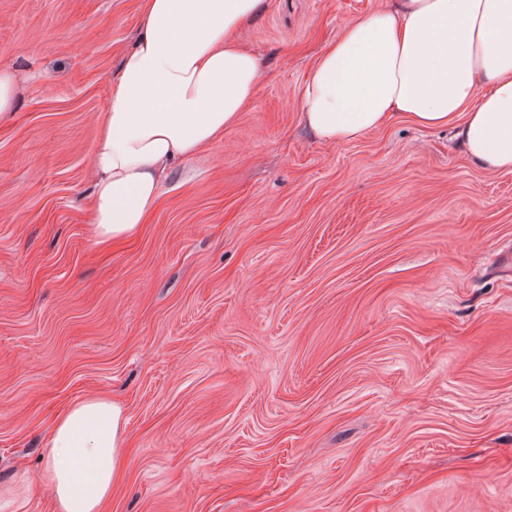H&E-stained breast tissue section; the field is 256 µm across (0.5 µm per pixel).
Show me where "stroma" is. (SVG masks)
Returning a JSON list of instances; mask_svg holds the SVG:
<instances>
[{
    "instance_id": "35a3bbf8",
    "label": "stroma",
    "mask_w": 512,
    "mask_h": 512,
    "mask_svg": "<svg viewBox=\"0 0 512 512\" xmlns=\"http://www.w3.org/2000/svg\"><path fill=\"white\" fill-rule=\"evenodd\" d=\"M393 0H265L253 103L102 247L85 194L139 0H0V486L26 512L69 403L122 406L106 512H512V172L453 127L343 145L310 66ZM17 85L13 73L0 69V115L12 112L16 103Z\"/></svg>"
}]
</instances>
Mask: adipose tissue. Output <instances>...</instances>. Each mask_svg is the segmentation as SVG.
Here are the masks:
<instances>
[{
  "label": "adipose tissue",
  "instance_id": "ef3b65f1",
  "mask_svg": "<svg viewBox=\"0 0 512 512\" xmlns=\"http://www.w3.org/2000/svg\"><path fill=\"white\" fill-rule=\"evenodd\" d=\"M264 0H140V25L98 115L87 211L96 244L134 236L172 168L220 139L252 103L256 57L236 39ZM401 117L453 125L484 168L512 171V0H396L343 27L312 64L302 118L339 145ZM129 442L104 397L55 417L41 484L55 512H102Z\"/></svg>",
  "mask_w": 512,
  "mask_h": 512
}]
</instances>
